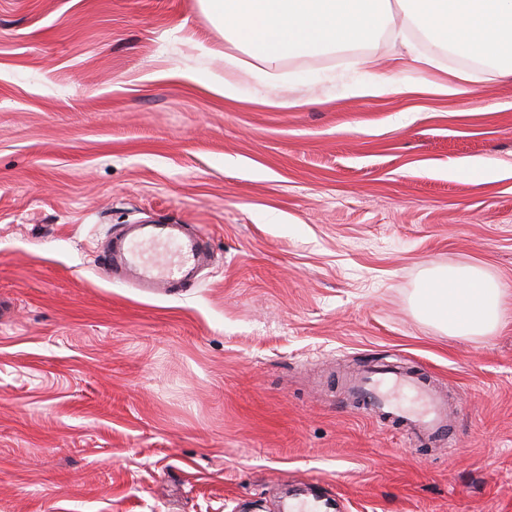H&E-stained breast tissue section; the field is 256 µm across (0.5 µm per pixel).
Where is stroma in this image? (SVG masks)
<instances>
[{
  "label": "stroma",
  "mask_w": 512,
  "mask_h": 512,
  "mask_svg": "<svg viewBox=\"0 0 512 512\" xmlns=\"http://www.w3.org/2000/svg\"><path fill=\"white\" fill-rule=\"evenodd\" d=\"M413 43L284 59L279 88L255 61L227 99L199 0H0V512H276L292 487L512 512V302L485 336L412 305L434 266L512 292V84L445 91L465 59ZM373 72L399 92L353 95ZM142 221L207 234L197 284L99 273ZM380 361L447 394L454 453L348 405ZM448 175L480 185L496 179L499 171L493 163L487 161H451L448 163Z\"/></svg>",
  "instance_id": "1"
}]
</instances>
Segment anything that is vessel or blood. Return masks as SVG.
Listing matches in <instances>:
<instances>
[{"label": "vessel or blood", "instance_id": "b4317fda", "mask_svg": "<svg viewBox=\"0 0 512 512\" xmlns=\"http://www.w3.org/2000/svg\"><path fill=\"white\" fill-rule=\"evenodd\" d=\"M209 240L201 232L177 223L131 224L115 234L99 265L111 281L133 284L148 293L180 288L194 280ZM414 391L416 406L402 408L389 398L387 387ZM352 399L358 409L400 426L407 446L430 441L455 449L457 440L448 423L444 400L424 378L384 364L365 383L354 385Z\"/></svg>", "mask_w": 512, "mask_h": 512}]
</instances>
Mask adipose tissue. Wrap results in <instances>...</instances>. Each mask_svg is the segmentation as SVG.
<instances>
[{
	"instance_id": "obj_1",
	"label": "adipose tissue",
	"mask_w": 512,
	"mask_h": 512,
	"mask_svg": "<svg viewBox=\"0 0 512 512\" xmlns=\"http://www.w3.org/2000/svg\"><path fill=\"white\" fill-rule=\"evenodd\" d=\"M224 35V77L218 90L235 97L250 60L265 78H282L280 63L335 48H356L383 34L419 30L435 54L450 52L512 78V0H200ZM507 292L474 266L426 271L413 306L451 336H484L503 322Z\"/></svg>"
}]
</instances>
